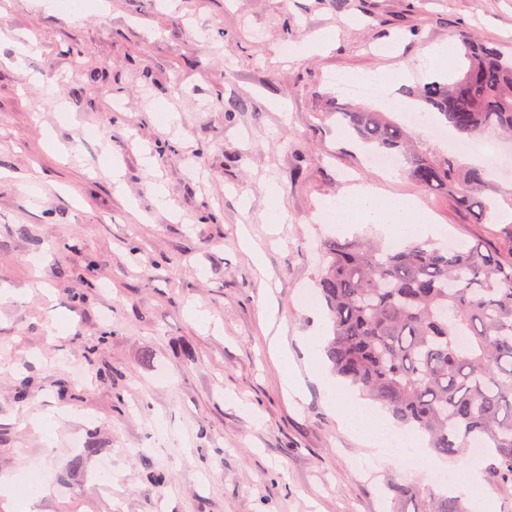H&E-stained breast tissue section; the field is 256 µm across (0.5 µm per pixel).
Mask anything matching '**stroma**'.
Here are the masks:
<instances>
[{"mask_svg": "<svg viewBox=\"0 0 512 512\" xmlns=\"http://www.w3.org/2000/svg\"><path fill=\"white\" fill-rule=\"evenodd\" d=\"M462 26L512 49V0H0V475L39 465L37 512H390L388 481L431 486L415 456L341 425L304 347L328 320L297 294L337 233L323 201L357 184L418 200L435 242L512 259V151L479 224L368 169L334 116L379 106L342 93L347 73L400 71L404 100L457 76L429 53ZM278 339L303 395L282 388ZM46 413L49 441L32 426ZM103 458L108 488L92 475Z\"/></svg>", "mask_w": 512, "mask_h": 512, "instance_id": "stroma-1", "label": "stroma"}]
</instances>
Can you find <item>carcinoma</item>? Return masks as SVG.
Returning <instances> with one entry per match:
<instances>
[{"label":"carcinoma","instance_id":"1","mask_svg":"<svg viewBox=\"0 0 512 512\" xmlns=\"http://www.w3.org/2000/svg\"><path fill=\"white\" fill-rule=\"evenodd\" d=\"M453 37L465 59L461 73L423 87L420 98L466 139L512 137V52L467 27ZM337 121L403 162L419 187L447 194L478 224L488 219L487 169H464L419 147L386 112H339ZM319 251L316 291L330 311L325 349L333 373L386 407L398 427L427 436L435 457L455 459L485 442L487 483L512 489V261L480 243L391 250L328 236ZM388 490L391 512H468L463 497L432 488L407 482Z\"/></svg>","mask_w":512,"mask_h":512}]
</instances>
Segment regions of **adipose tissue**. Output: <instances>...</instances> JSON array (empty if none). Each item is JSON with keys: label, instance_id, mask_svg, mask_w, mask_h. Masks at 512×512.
Returning <instances> with one entry per match:
<instances>
[{"label": "adipose tissue", "instance_id": "1", "mask_svg": "<svg viewBox=\"0 0 512 512\" xmlns=\"http://www.w3.org/2000/svg\"><path fill=\"white\" fill-rule=\"evenodd\" d=\"M325 205L328 210L335 212L338 226L376 224L398 243L423 240L433 232V218L419 201L398 203L372 186L357 187L347 194L326 200ZM320 347V337H311L307 342L310 355L315 359L312 376L323 386L328 397L335 401L340 422L369 444L379 443L390 429L389 422L382 414L366 410L343 392L335 381L324 375L321 364L317 362Z\"/></svg>", "mask_w": 512, "mask_h": 512}]
</instances>
